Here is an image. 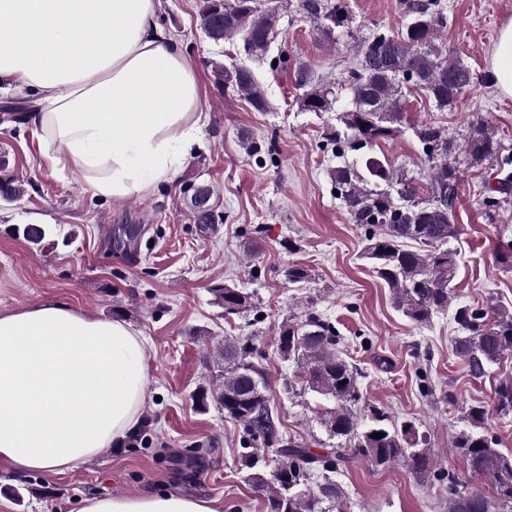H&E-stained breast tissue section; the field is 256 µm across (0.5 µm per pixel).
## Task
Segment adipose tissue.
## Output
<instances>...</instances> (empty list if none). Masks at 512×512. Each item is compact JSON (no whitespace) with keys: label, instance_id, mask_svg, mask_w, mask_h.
Wrapping results in <instances>:
<instances>
[{"label":"adipose tissue","instance_id":"1","mask_svg":"<svg viewBox=\"0 0 512 512\" xmlns=\"http://www.w3.org/2000/svg\"><path fill=\"white\" fill-rule=\"evenodd\" d=\"M159 0H0V82L34 90L27 123L96 197L125 200L169 179L198 144L197 73L156 21ZM512 97V20L490 59ZM149 345L119 319L42 303L0 312V465L62 473L137 424ZM80 512H217L177 493L84 499Z\"/></svg>","mask_w":512,"mask_h":512}]
</instances>
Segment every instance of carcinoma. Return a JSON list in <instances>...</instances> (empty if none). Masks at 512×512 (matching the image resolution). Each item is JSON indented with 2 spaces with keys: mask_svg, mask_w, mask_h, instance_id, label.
Instances as JSON below:
<instances>
[{
  "mask_svg": "<svg viewBox=\"0 0 512 512\" xmlns=\"http://www.w3.org/2000/svg\"><path fill=\"white\" fill-rule=\"evenodd\" d=\"M407 19L405 30L395 35L376 30L358 46V63L348 72L346 85L351 107L336 113L338 126L328 129L336 156L353 155L352 161L331 170L336 198L340 199L352 223L365 231V258L373 272L392 294L398 310L411 321L427 324L434 315L448 310L452 283L458 274L457 252L451 247L460 229L451 223L457 199L461 167L493 166L497 186L483 198L494 211L501 200L512 195V154L487 123L470 124L462 142L434 122L413 128L429 170L427 196L422 198L415 179L397 173L391 165L371 153L372 147L401 133L408 86L422 90L439 111L452 108L474 83V73L462 60L448 55L436 44V33L448 26L441 0H399ZM296 10L331 39L336 32H349L351 13L348 0H297ZM278 7L264 8L260 0H202L200 26L215 43L238 41L248 58L265 59L273 43ZM216 82L244 97L255 109L266 110L264 91L253 70L244 63L230 67L215 65ZM302 94L297 98L302 112L334 111L336 93L324 83L314 84L300 74ZM8 159L0 157V198L14 201L21 194L16 180L7 175ZM412 241L415 249L405 247ZM215 303L224 312L238 314L255 306L254 293L230 285L212 289ZM462 331L455 340V354L470 377L480 379L490 367L512 351V311L501 304L462 305L453 311ZM280 355L296 363L301 387L331 401L321 424L341 444L326 455L294 444L283 437L268 406V373L253 355V348L229 339L217 352L224 359V378L215 388L196 394L204 408L212 399L224 415L243 424L250 440L259 448H243L241 460L251 473L247 481L267 498L268 512H343V487L334 479L340 467L356 455L373 465L402 464L420 480L445 479L437 461L426 448L424 437L414 423H396L378 410L362 421L357 406L362 399L360 373L336 350V327L309 312L304 318H288L281 324ZM495 411L512 413V382L496 391ZM471 425L456 438L472 475L487 479L494 498L478 491H460L456 480L448 482L449 512H499L512 508V455L497 448V441L482 431L489 410L471 406L466 415ZM378 432L382 437L375 439ZM273 448L276 463L270 475L257 470L265 461L263 448ZM320 477L316 490L301 486Z\"/></svg>",
  "mask_w": 512,
  "mask_h": 512,
  "instance_id": "1",
  "label": "carcinoma"
}]
</instances>
